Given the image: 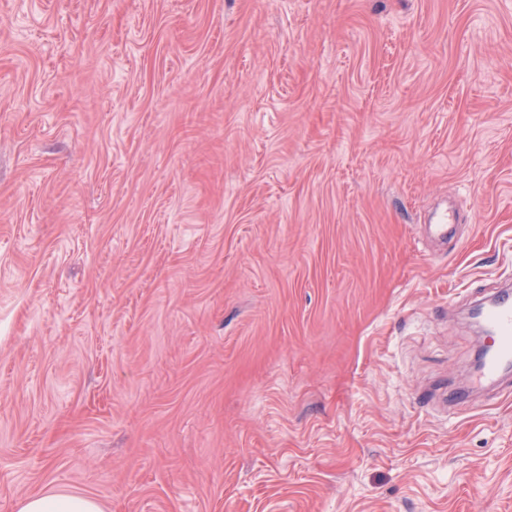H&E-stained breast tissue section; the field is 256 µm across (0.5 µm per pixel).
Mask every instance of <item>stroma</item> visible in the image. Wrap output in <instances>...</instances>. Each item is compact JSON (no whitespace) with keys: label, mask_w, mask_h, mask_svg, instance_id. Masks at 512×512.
Returning <instances> with one entry per match:
<instances>
[{"label":"stroma","mask_w":512,"mask_h":512,"mask_svg":"<svg viewBox=\"0 0 512 512\" xmlns=\"http://www.w3.org/2000/svg\"><path fill=\"white\" fill-rule=\"evenodd\" d=\"M506 280L512 0H0V512H512ZM484 325L491 342V353L480 373V384L493 382L504 365L512 362V291L507 286L500 289L484 310ZM484 338V339H485ZM18 512H103L98 501L88 495L47 493L23 499Z\"/></svg>","instance_id":"1"}]
</instances>
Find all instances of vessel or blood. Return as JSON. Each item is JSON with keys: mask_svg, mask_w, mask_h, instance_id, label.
I'll return each mask as SVG.
<instances>
[{"mask_svg": "<svg viewBox=\"0 0 512 512\" xmlns=\"http://www.w3.org/2000/svg\"><path fill=\"white\" fill-rule=\"evenodd\" d=\"M484 325L491 353L478 378L482 384L495 381L504 365L512 362V289H500L489 301Z\"/></svg>", "mask_w": 512, "mask_h": 512, "instance_id": "b4317fda", "label": "vessel or blood"}]
</instances>
